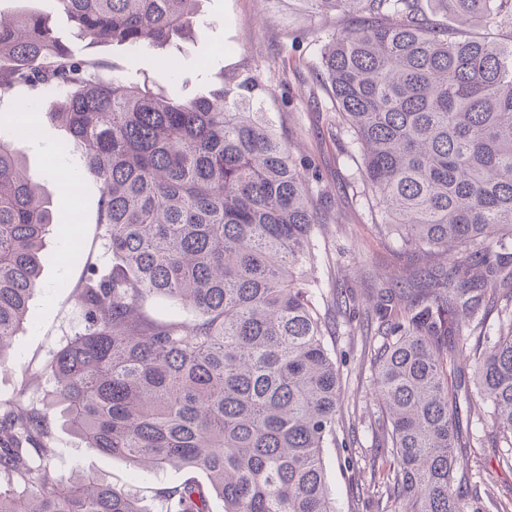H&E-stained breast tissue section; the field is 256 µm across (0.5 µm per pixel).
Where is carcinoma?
Masks as SVG:
<instances>
[{
  "mask_svg": "<svg viewBox=\"0 0 512 512\" xmlns=\"http://www.w3.org/2000/svg\"><path fill=\"white\" fill-rule=\"evenodd\" d=\"M201 0H54L92 44L162 45L194 27ZM354 22L322 56V75L361 146L384 214L379 230L426 263L380 293L366 346L392 448L385 512H466L452 489L471 418L459 395L466 330L484 304L506 324L474 358L473 384L512 448V52L448 33L512 30V0H311ZM38 11L0 14V99L52 91L66 152L100 184L112 263L81 290L84 330L55 355L53 404L89 448L137 468L206 474L157 492L163 512H336L324 450L336 444L340 365L309 298L326 215L296 163L253 109L249 77L186 101L106 78ZM0 120V365L40 288L55 224ZM164 297L190 321L143 310ZM46 414L0 415V512H149L133 494L50 469Z\"/></svg>",
  "mask_w": 512,
  "mask_h": 512,
  "instance_id": "obj_1",
  "label": "carcinoma"
}]
</instances>
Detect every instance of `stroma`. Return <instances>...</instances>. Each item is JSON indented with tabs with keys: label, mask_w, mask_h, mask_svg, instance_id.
Instances as JSON below:
<instances>
[{
	"label": "stroma",
	"mask_w": 512,
	"mask_h": 512,
	"mask_svg": "<svg viewBox=\"0 0 512 512\" xmlns=\"http://www.w3.org/2000/svg\"><path fill=\"white\" fill-rule=\"evenodd\" d=\"M0 9L49 13L53 28L73 51L106 61L108 75L135 82L149 80L179 98L207 93L215 88L221 73L252 76L265 87L260 107L294 160L311 163L317 173L313 188L327 212L317 235L321 256L310 296L326 321L325 342L341 364L345 384L338 444L325 451L336 510L381 512L384 503L373 487V475L384 471L390 454L372 395V367L364 345L369 340L381 343L383 337L375 327L365 337L350 333L347 318L352 315L365 321V310L378 290L394 274L412 271L422 260L401 251L395 238L378 235L379 217L364 185L359 147L350 129L342 125L332 93L319 76L325 44L350 25V17L318 13L309 0H203L196 19L201 32L182 42L184 66L173 79L157 66L163 49L136 51L71 39L70 22L53 0H0ZM198 58L209 61V73L195 68ZM54 102V95L45 94L39 111L27 113V120L40 127L41 144L35 147L26 142L20 149L54 209L61 213L80 209L81 250L72 259L56 261L68 231L50 227L44 241L41 287L12 340L10 360L0 365V400L46 413L56 450L51 467L56 472L95 477L134 494L149 512H160L157 491L183 483L185 469H137L123 459L86 447L51 404L55 382L49 363L84 327L78 295L90 271L111 259L105 227L98 222L99 185L79 181L71 193L59 192V177L80 170L83 159L80 152L59 151L58 144L67 134L46 117ZM340 286L353 290L342 313L336 308ZM468 430L476 440L458 449L461 466L454 481L465 496L467 512H497L501 507L512 512V469L502 463L505 449L494 445L493 420L473 421Z\"/></svg>",
	"instance_id": "1"
}]
</instances>
